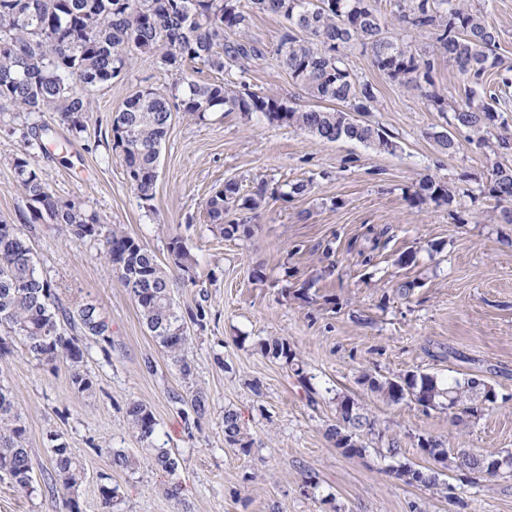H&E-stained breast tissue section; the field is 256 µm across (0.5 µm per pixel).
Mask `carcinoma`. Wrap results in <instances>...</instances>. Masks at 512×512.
<instances>
[{"label": "carcinoma", "mask_w": 512, "mask_h": 512, "mask_svg": "<svg viewBox=\"0 0 512 512\" xmlns=\"http://www.w3.org/2000/svg\"><path fill=\"white\" fill-rule=\"evenodd\" d=\"M250 2L249 13L240 8V0H0V122L22 117L30 129L45 133L49 128L42 117L51 112L72 134L79 135L93 111L92 92L118 77L141 54L155 57L162 67L179 74L191 63L221 74L242 71L245 64L265 57L249 35L252 14L263 13L283 21L274 50L279 65L319 105L309 109L286 105L255 92H242L229 79L188 81L181 95L172 99L152 89L134 93L112 116L110 137L112 147L120 150L128 182L147 208H152L160 147L175 111L197 121L224 107L258 112L271 123L297 127L319 140L347 139L395 152L397 145L384 130L357 118L371 111L376 101L373 85L351 73L343 59V50L357 43L390 80L420 89L437 111H452L450 125L466 133L468 144L512 153L511 134H498L493 144L488 138L499 99L489 93L485 77L500 65L499 32L467 0H395L394 19L410 33L435 35L448 63L468 81L465 98L451 109L435 90V60L385 35L376 0ZM39 141L38 135L12 159L30 223L55 224L73 241L103 238L106 258L119 273L151 336L189 389V398L177 394L173 400L187 404L194 421L201 420L209 403L206 392L195 383V368L188 358L193 343L188 323L202 328L206 314L201 305L185 313L174 301L175 289L194 281L196 255L183 238L174 236L167 246L169 262L163 265L121 226L106 230L100 217L80 202L55 196L32 163L29 148ZM266 192V186L260 185L253 194L242 196L237 182H224L206 202L211 223L222 236L234 237L240 225L224 223V211L232 205L254 212L262 206ZM482 192L496 201L499 223L512 224V165H495ZM415 196L421 203H450L454 189L426 175ZM16 338L39 364L52 370L66 365L74 387L91 394L96 383L85 367L87 341L103 349L112 346V323L94 303L64 305L51 282L37 272L28 237L18 225L1 219L0 358L11 353ZM259 345L299 378L307 379L305 362L288 341L264 339ZM358 383L386 403L409 400L426 411L456 409L460 421L481 416L496 402L495 391L476 377L443 378L411 371L380 379L364 372ZM126 419L139 440L152 442L158 422L147 404L129 402ZM223 423L224 442L250 454L253 440L238 413L224 411ZM26 434L12 393L0 386V476L8 477L18 492L30 497L37 487ZM327 435L345 455L360 456L366 451L365 437L380 441L386 433L355 398L338 394L336 423L329 426ZM51 441L52 470L45 485L62 490L58 512H81L77 488L84 479L83 467L58 437ZM417 447L434 467L399 460L397 441L388 440L387 454L395 460L389 473L405 485L436 489L440 470L451 467L465 475L490 477L491 466L498 461L504 464L501 471L512 474L509 451L451 456L443 441L431 435L418 436ZM97 452L110 457L115 470L136 471L141 466L139 458L121 448ZM148 463L168 474L179 466L169 449L157 445L150 449ZM98 496L101 512H112L119 498L112 475L99 474Z\"/></svg>", "instance_id": "obj_1"}]
</instances>
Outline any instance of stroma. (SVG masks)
I'll return each instance as SVG.
<instances>
[{"label": "stroma", "instance_id": "obj_1", "mask_svg": "<svg viewBox=\"0 0 512 512\" xmlns=\"http://www.w3.org/2000/svg\"><path fill=\"white\" fill-rule=\"evenodd\" d=\"M500 35L497 53L512 67V0H470ZM280 18L255 15L251 36L266 58L233 81L289 104L312 101L271 58ZM413 49L436 58L435 88L448 105L461 101L464 80L431 34L411 38ZM352 73L377 89L363 119L397 144L392 153L348 140L322 141L261 114L221 110L200 122L174 113L160 148L152 208H144L106 134L125 100L139 90L172 94L184 79L214 82L218 73L186 67L178 76L141 56L95 96L82 136L51 123L34 164L53 192L96 212L104 226L122 225L167 260L170 237L187 240L198 264L195 281L178 288L181 309L204 305V328L194 329L190 357L209 398L199 424L185 421L172 393L185 388L165 351L143 324L102 240L69 241L50 224L29 235L37 270L62 301L97 303L112 320V349L90 345L86 367L97 385L79 393L66 367L39 365L21 343L0 359V383L14 393L25 418L37 494L0 480V512H55L61 490L42 482L51 469L50 433H58L80 460L83 512H100L97 476L111 472L120 487L112 512H512V477L462 479L446 471L441 489L409 487L388 472L384 444L363 455L342 454L326 435L335 422V398L354 396L380 430L397 437L402 459L425 464L418 435L442 439L453 452L512 451V224L494 218L495 202L478 185L501 159L490 149L461 144L450 155L433 135L447 129L448 113L421 91L390 81L355 45L345 51ZM32 137L24 120L0 125V216L22 224L26 201L11 161ZM457 187L453 203L417 205L422 176ZM248 194L266 185L271 195L254 212L231 210L245 232L224 238L205 203L224 181ZM310 189L285 198L287 184ZM332 247V260L322 251ZM405 251L416 261L399 265ZM413 280L409 296L398 283ZM304 288L307 300L286 296ZM284 338L299 350L312 375L304 385L259 342ZM153 370H146L145 360ZM409 371L487 381L497 401L476 420L455 423L444 410L423 411L410 401L387 404L358 378H392ZM139 400L158 421V439L179 457L169 475L151 466L115 472L105 448L145 457L130 433L125 409ZM237 411L253 440L250 454L224 442L225 410ZM180 484L184 505L164 494Z\"/></svg>", "mask_w": 512, "mask_h": 512}]
</instances>
